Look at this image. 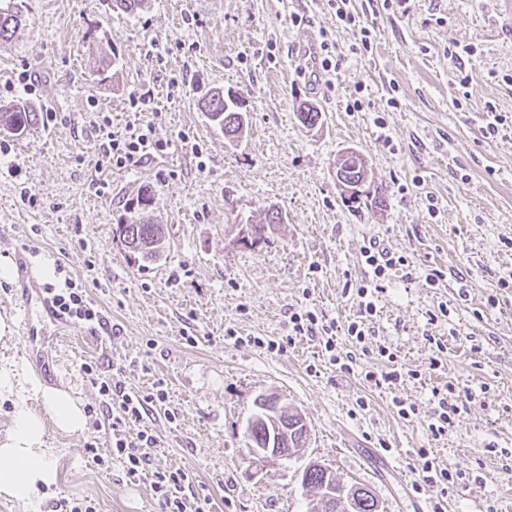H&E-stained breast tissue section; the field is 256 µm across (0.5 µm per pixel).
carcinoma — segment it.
Segmentation results:
<instances>
[{
    "label": "carcinoma",
    "instance_id": "carcinoma-1",
    "mask_svg": "<svg viewBox=\"0 0 512 512\" xmlns=\"http://www.w3.org/2000/svg\"><path fill=\"white\" fill-rule=\"evenodd\" d=\"M23 11L14 3L5 8L0 7V42L11 40L25 25ZM88 38V65L97 74L99 81L108 79V72L116 61V56L109 55L100 49L101 39L94 36V31L85 33ZM244 101L238 93L226 92L222 88L210 90L202 102V110L208 120L216 127L224 130V134L235 139L242 136L248 124L247 111L243 108ZM298 119L303 127L312 129L321 123L322 115L315 103H307L299 108ZM38 121L36 109L24 101L0 105V133L22 136ZM340 165L344 180L354 185L369 174L366 161L360 152L347 150V153L336 159ZM155 202L153 191L145 187L136 198L126 203L129 216L121 219L118 224L119 235L127 244L128 257L135 262L153 263L159 260L164 252L165 234L158 224L145 220L143 213ZM283 432L279 440L268 441L269 429L265 422L259 420L247 430L248 440L252 445L261 448L266 444L279 448H297L307 444L308 431L299 424L297 415L282 417Z\"/></svg>",
    "mask_w": 512,
    "mask_h": 512
}]
</instances>
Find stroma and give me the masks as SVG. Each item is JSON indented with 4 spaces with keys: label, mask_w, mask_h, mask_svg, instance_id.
Returning a JSON list of instances; mask_svg holds the SVG:
<instances>
[{
    "label": "stroma",
    "mask_w": 512,
    "mask_h": 512,
    "mask_svg": "<svg viewBox=\"0 0 512 512\" xmlns=\"http://www.w3.org/2000/svg\"><path fill=\"white\" fill-rule=\"evenodd\" d=\"M27 25L0 44V88L16 73L37 77L35 95L16 91L0 102L31 99L38 112L57 114L22 138H10L0 156V257L25 256L40 271L39 288L85 285L116 325L101 343L89 325L47 324L64 331L63 359L49 372L27 361L17 303L18 280L0 279V318L13 329L0 340V367L81 398L87 427L75 434L46 423V445L60 481L38 494V509L53 512L62 498L95 500L99 512H159L148 484L127 481L109 453V419L98 387L80 365L100 376L127 364L128 387L149 392L163 384L166 409L143 424L158 438L150 468L192 474L210 499V512H306L302 475L310 460L343 485L367 487L383 512H405L403 498L442 501L444 512H505L512 504V469L488 446L512 449V288L498 279L512 273V139L482 136L486 102L512 116V0H410L408 12L377 18L371 57L349 55L350 29L327 0H147L129 14L107 0H20ZM304 16L296 25L293 15ZM104 31L117 54L108 81L87 66L82 36ZM328 40L346 59L328 81L309 84L295 51ZM473 47L463 69L468 98L453 105L448 45ZM185 92L170 95L172 77ZM214 87L238 92L249 124L229 140L199 107ZM399 100L387 109L389 95ZM149 97L151 113L131 108V96ZM360 100V110L347 103ZM322 111L321 126L305 129L301 102ZM112 118V132L152 120L167 141L164 155L126 168L97 164L95 124ZM384 117L385 128L375 120ZM202 158H195L192 145ZM362 153L371 171L368 202L353 205L336 181V157ZM205 168H198V161ZM151 187L150 216L163 225L167 247L147 266L130 262L117 224L126 202ZM436 199L437 215L428 212ZM274 207L283 223L252 234L258 211ZM377 241L406 255L417 269L411 282L392 278L375 295L374 344L399 354L410 369L426 370L425 333L446 337L445 371L425 382L404 381L397 393L415 403L412 422L400 420L387 392H364L358 378L323 363L318 342L302 338L283 353L227 339L226 330L250 336L287 335L291 312L316 307L346 325L357 305L343 292L360 278V249ZM51 265L53 277L42 274ZM318 273H311V266ZM445 279L430 287L428 270ZM468 300H459V288ZM496 308H488V295ZM447 303L448 321L428 313ZM195 337L188 345L187 337ZM318 373H308L310 363ZM453 382L473 398L454 427L432 439L431 389ZM278 393L305 417L310 437L291 458L257 463L245 429L256 398ZM366 411L353 413L359 395ZM98 440L97 454L85 445ZM431 449L440 466L469 474L468 484L441 493L416 489V451ZM395 461L409 484L378 478L372 458Z\"/></svg>",
    "instance_id": "1"
}]
</instances>
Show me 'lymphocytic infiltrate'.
<instances>
[{
  "label": "lymphocytic infiltrate",
  "mask_w": 512,
  "mask_h": 512,
  "mask_svg": "<svg viewBox=\"0 0 512 512\" xmlns=\"http://www.w3.org/2000/svg\"><path fill=\"white\" fill-rule=\"evenodd\" d=\"M100 138L99 150L102 165L125 168L141 162L155 154L165 153L167 143L155 136L153 122L139 123L129 128L123 139L112 136V119L103 116L98 125ZM363 263L367 268L364 278L357 282L346 283L344 291L355 297L358 312L347 325L346 338L350 350H343L338 342L339 330L335 321L326 319L316 310L305 308L293 312L289 318L291 332L283 339H264L259 336L249 337V344L268 352L283 353L294 344L296 338L308 337L318 339L321 354L328 364L344 376H359L364 387L368 389L397 388L405 379H421L424 372L443 370V355L446 343L435 336H427L431 356L427 371L398 366L397 354L389 347L378 346L370 349L369 342L375 336L373 319L377 314L374 296L383 289L391 274H400L402 280H411L416 271L407 256L381 247L379 242H369L361 250ZM53 302L67 319L83 323L106 325L107 319L97 304L89 297L85 289L68 285L61 292L54 294ZM377 354L387 362V369L374 371L361 367V357ZM126 370L117 367L112 377L100 381L99 393L102 404L115 410L112 422L111 455L124 467L130 482H148L161 507V512H209L207 497L195 493L192 476L182 470L167 472L149 471L150 448L156 447L157 439L148 430L137 431L130 435L127 425L139 423L149 411L165 403L167 392L162 386H154L152 392L139 394L127 389L124 382ZM432 415L428 430L432 437L447 434L464 406L463 396L451 383L432 387Z\"/></svg>",
  "instance_id": "1"
}]
</instances>
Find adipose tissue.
<instances>
[{
    "instance_id": "1",
    "label": "adipose tissue",
    "mask_w": 512,
    "mask_h": 512,
    "mask_svg": "<svg viewBox=\"0 0 512 512\" xmlns=\"http://www.w3.org/2000/svg\"><path fill=\"white\" fill-rule=\"evenodd\" d=\"M31 394L41 396L47 417L30 413L24 400H17L14 425L0 443V494L24 504H34L38 492H51L59 475L45 445V420L57 430L72 434L83 431L87 416L83 404L63 389H49L31 382Z\"/></svg>"
}]
</instances>
